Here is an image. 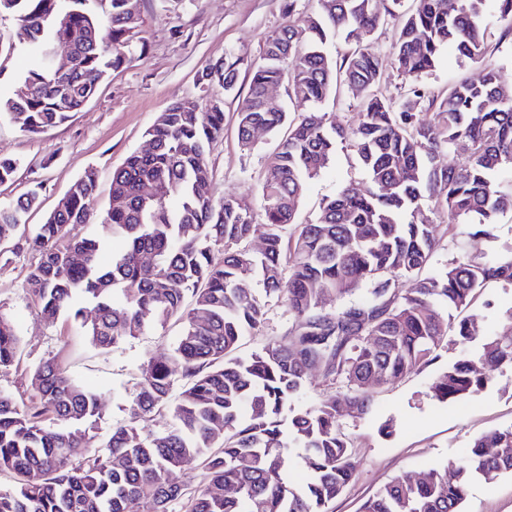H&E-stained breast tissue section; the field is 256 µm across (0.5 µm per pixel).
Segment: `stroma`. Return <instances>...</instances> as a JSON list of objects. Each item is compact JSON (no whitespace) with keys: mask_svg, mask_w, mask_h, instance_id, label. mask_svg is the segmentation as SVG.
<instances>
[{"mask_svg":"<svg viewBox=\"0 0 512 512\" xmlns=\"http://www.w3.org/2000/svg\"><path fill=\"white\" fill-rule=\"evenodd\" d=\"M139 7L141 23L134 43L143 46V55L113 70L81 111L35 135L0 116V158L18 163L13 179L0 184V204L31 189L39 191V204L27 214L23 234L0 246V315L11 320L21 336L20 362L0 371V391L17 403H30V374L46 359L58 358L72 380L102 396L99 419L77 426L96 445L109 437L113 427L128 421L144 365L171 356L182 324L173 319L117 348H94L76 323L62 315L45 317L29 296L25 277L38 256L28 249L26 233L44 223L59 199L91 168L98 175L93 229L101 231L113 170L145 146L147 130L172 102L187 98L202 105L212 99L221 102L224 133L207 151L210 191L215 199L232 197L249 204L258 219L263 216L262 176L278 143L277 135L263 131L256 135L251 150H243L237 122L248 100L253 64L266 39L288 21L285 0H139ZM396 27V21H388L373 40L385 62L378 90L399 102L408 84L393 62ZM228 51L239 59L235 89L227 92L216 84L201 85V71ZM32 54L12 17H0V96L13 93ZM483 73V65L461 59L454 47L447 46L435 68L418 82L429 92L442 94L455 81H476ZM351 183L366 187L367 175L354 150L343 145L321 175L306 184L297 209L298 223L313 219L323 200ZM510 308L512 288L493 283L475 296L468 311L481 317L494 334L503 312ZM266 310L264 325L243 337L240 355H250L291 326L282 302L268 300ZM458 354L452 344L438 350L436 358L417 372L377 389L371 414L341 419V428L353 444L355 476L329 512H359L361 504L396 475H418L433 466L454 467L472 439L512 426L510 370L497 374L488 387L468 398L451 403L430 398V385ZM463 512H512V476L473 484Z\"/></svg>","mask_w":512,"mask_h":512,"instance_id":"obj_1","label":"stroma"}]
</instances>
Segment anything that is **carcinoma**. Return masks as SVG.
Here are the masks:
<instances>
[{
	"instance_id": "1",
	"label": "carcinoma",
	"mask_w": 512,
	"mask_h": 512,
	"mask_svg": "<svg viewBox=\"0 0 512 512\" xmlns=\"http://www.w3.org/2000/svg\"><path fill=\"white\" fill-rule=\"evenodd\" d=\"M100 19L85 0H0L34 46L31 67L14 95L0 99L6 114L38 134L80 111L108 72L133 60L126 51L140 23L138 0H109ZM271 35L251 72L250 110L238 115L241 147L251 131L288 126L269 157L260 193L264 222L249 206L200 191L211 180L206 152L224 132L223 107L175 102L147 132L149 153L134 152L112 173L105 222L126 241L107 266L99 263L103 237L90 233L97 175L89 169L58 201L28 238L38 261L25 288L44 314L80 324L90 343L109 350L145 329L182 321L181 336L166 361H149L130 405L128 423L112 429L97 447L69 430L101 413V396L75 383L58 358L30 377L36 395L22 408L0 392V471L14 485L0 489V512H327L353 479L351 444L340 419L360 418L373 406L374 389L419 370L448 345L459 357L432 384L439 402L483 390L496 372L512 370V311L496 336L475 315L461 319L475 294L491 283L512 288V246L479 255L456 254L433 268L448 229L431 223L442 212L448 225L473 224L474 237L494 238L497 217L512 210V190L494 176L512 169V74L487 67L482 80L461 79L444 95L420 85L440 50L482 63L489 54L484 23L487 0H316ZM499 39L512 37V0H495ZM401 19L392 54L408 82L397 104L377 91L383 61L374 43H356L341 58L327 44L339 37L371 36L386 17ZM64 41L72 63L52 69L48 49ZM202 79L227 90L237 80L233 54L207 67ZM302 111L288 114L267 105L266 92L282 82ZM343 84L361 102L357 126L346 128L321 110ZM427 104L428 120L417 118ZM353 147L369 179L325 200L316 218L295 221L306 182L318 177L338 145ZM466 154V161L457 156ZM151 183L153 197L141 187ZM33 190L0 206V245L20 231L36 205ZM264 249L249 247L255 236ZM224 246V260L211 253ZM267 297L286 305L293 318L281 336L248 357L242 338L265 321ZM192 306H185L186 297ZM331 296L336 308L323 300ZM20 351L14 325L0 314V369ZM346 385L315 404L294 403L309 376ZM178 394H173L176 382ZM168 414L164 430L147 425ZM297 453L307 474L300 487L286 464ZM199 467L204 482L190 491L177 479ZM512 475V426L475 439L453 477L438 467L421 480L394 478L369 498L361 512H461L475 482Z\"/></svg>"
}]
</instances>
